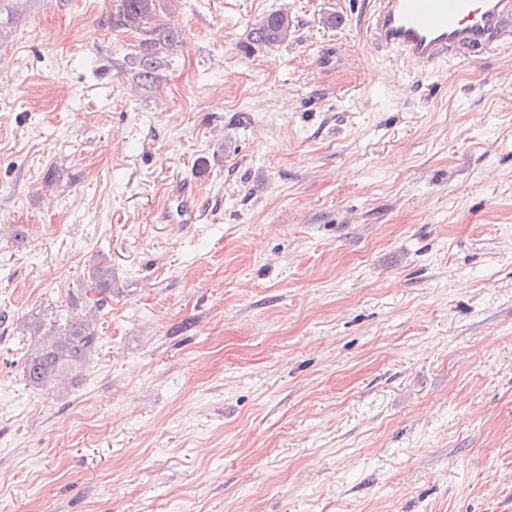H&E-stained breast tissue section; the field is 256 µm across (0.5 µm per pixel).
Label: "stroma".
<instances>
[{
  "instance_id": "35a3bbf8",
  "label": "stroma",
  "mask_w": 512,
  "mask_h": 512,
  "mask_svg": "<svg viewBox=\"0 0 512 512\" xmlns=\"http://www.w3.org/2000/svg\"><path fill=\"white\" fill-rule=\"evenodd\" d=\"M371 2L167 0L148 86L111 0H19L0 512H512V42L423 71ZM177 179L201 223L161 222ZM71 321L90 355L27 384ZM294 25L288 10L274 11L266 15L253 29V40L261 45H280L288 42ZM89 278L97 286L95 292L100 297L95 301V306L100 308L107 302L105 295L112 294V266L107 262H99L91 271ZM34 347L24 363L25 380L36 387L50 384L64 368H75L97 341V336L84 324L60 325L43 330L34 328Z\"/></svg>"
}]
</instances>
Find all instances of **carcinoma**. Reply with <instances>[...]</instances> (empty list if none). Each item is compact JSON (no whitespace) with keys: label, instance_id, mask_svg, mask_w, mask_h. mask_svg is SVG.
Wrapping results in <instances>:
<instances>
[{"label":"carcinoma","instance_id":"cac0c4a2","mask_svg":"<svg viewBox=\"0 0 512 512\" xmlns=\"http://www.w3.org/2000/svg\"><path fill=\"white\" fill-rule=\"evenodd\" d=\"M166 0H112L110 19L112 27L142 35L139 56L140 77L144 83L155 80L159 60L174 40L173 32L154 24L156 16L163 11ZM293 21L286 10L266 15L253 29V40L261 45H280L288 42L293 34ZM99 298L96 307L106 303V295L112 294V266L98 263L91 271ZM34 347L24 363L25 380L36 387L50 384L64 368L77 366L97 341V336L84 324L61 325L43 329L38 323L34 328Z\"/></svg>","mask_w":512,"mask_h":512}]
</instances>
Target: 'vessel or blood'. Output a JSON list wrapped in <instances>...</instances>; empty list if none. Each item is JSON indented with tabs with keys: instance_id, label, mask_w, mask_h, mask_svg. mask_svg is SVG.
<instances>
[{
	"instance_id": "obj_1",
	"label": "vessel or blood",
	"mask_w": 512,
	"mask_h": 512,
	"mask_svg": "<svg viewBox=\"0 0 512 512\" xmlns=\"http://www.w3.org/2000/svg\"><path fill=\"white\" fill-rule=\"evenodd\" d=\"M367 32L378 46L395 49L425 69L453 59H475L512 35V0H376ZM165 222L197 224L204 205L194 182L167 189Z\"/></svg>"
}]
</instances>
